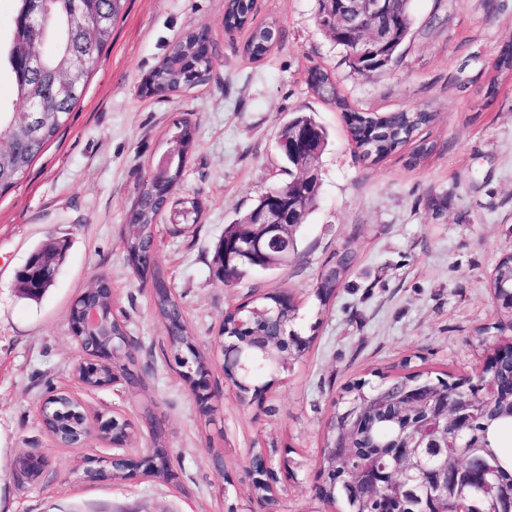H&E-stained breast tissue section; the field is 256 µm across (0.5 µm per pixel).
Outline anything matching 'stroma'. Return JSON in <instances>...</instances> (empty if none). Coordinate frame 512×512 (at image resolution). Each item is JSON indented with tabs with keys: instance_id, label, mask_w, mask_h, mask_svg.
I'll list each match as a JSON object with an SVG mask.
<instances>
[{
	"instance_id": "obj_1",
	"label": "stroma",
	"mask_w": 512,
	"mask_h": 512,
	"mask_svg": "<svg viewBox=\"0 0 512 512\" xmlns=\"http://www.w3.org/2000/svg\"><path fill=\"white\" fill-rule=\"evenodd\" d=\"M319 0H256L254 22L277 21L281 38L254 62L226 35L224 0H127L112 40L91 74L67 128L0 196V512H266L252 493L249 461L272 455L275 512H344L318 497L327 426L343 387L393 379L405 370L431 377L476 376L488 350L512 342L490 282L512 247V76L495 60L512 42V0H411L412 25L390 68L354 74L345 51L318 25ZM207 29L214 64L203 83L166 98L138 89L185 34ZM336 75L355 109L395 112L426 106L434 122L421 136L432 154L412 163L411 146L371 163L355 152L342 112L308 88L307 70ZM329 132L317 168L316 204L297 232L286 267L252 271L231 285L215 275L225 228L285 180L276 150L292 113ZM190 119L195 145L172 201L197 197V223L156 227L155 266L179 299L194 343L210 359L221 398L205 421L168 348L151 283L129 265L126 216L139 187L169 148L174 123ZM49 239L70 246L41 301L21 296L17 272ZM349 253L350 269L326 307L315 297L321 272ZM112 282V307L127 324L129 352L151 370L138 389L88 390L76 382L83 357L68 315L94 279ZM285 291L310 344L249 402L224 377L219 333L224 312ZM78 393L88 415L108 411L137 433L127 453L152 448L149 417L160 420L173 476L134 474L92 482L85 459L109 467L111 445L90 438L60 447L42 427L48 388ZM46 460L39 482L19 487L22 454Z\"/></svg>"
}]
</instances>
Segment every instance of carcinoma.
Here are the masks:
<instances>
[{"mask_svg": "<svg viewBox=\"0 0 512 512\" xmlns=\"http://www.w3.org/2000/svg\"><path fill=\"white\" fill-rule=\"evenodd\" d=\"M17 14L14 34L8 49H0L13 76V85L17 98L23 106L12 112L0 110V133L13 134V154L0 165V195L13 188L24 177L35 160L54 141L60 132L66 129L71 112L82 99L87 79L91 76L111 40L112 28L118 17L124 13L126 0H55L49 12L47 22L40 36V43L29 47L36 53L42 52V43L48 39L58 42V52L52 56H42L43 68L28 72L25 59L19 48L22 27L28 10V0H16ZM410 0H391L390 20L409 33L412 19ZM254 9V0H224V28L229 31L243 29L250 25ZM280 29L271 21L252 30L250 37L242 47V53L252 61L263 59L277 43ZM199 39L186 34L160 62L154 70L156 79L171 90H178L187 83L185 70L196 67L197 72L208 73L211 67L210 56L198 48ZM396 50L386 52V61L376 63L373 60L360 66L349 62L353 73L366 75L383 72L393 63ZM78 59L85 70L84 80L73 86L65 95L58 94L57 77L61 65ZM307 82L312 92L322 100L336 105L343 112L344 120L353 143L364 159L380 160L398 147L414 143L413 162L430 155L434 146L417 139L421 129L433 120L432 113L421 107L398 112L376 115L370 110L360 111L349 106L341 96L332 74L319 67L309 69ZM44 104L46 112L41 128L33 135L21 129L19 113L26 111L32 104ZM173 135L184 150L191 149L194 143V129L188 119L175 125ZM183 177L181 169L172 172L168 181L158 187L147 182L137 192V196L127 213V221L132 231L126 239L127 260L132 265L146 266L149 251L155 246L156 226L160 212L165 204L168 188ZM65 244L48 240L35 247L30 260H35L45 252L52 253L57 260L64 258ZM351 264V257L342 253L336 261L321 274L317 283L316 298L324 307L341 287L345 271ZM512 282V262L502 260L495 268L491 280L493 293H505L504 286ZM99 291L93 297H80L71 308L70 318L77 321L81 309L94 304L101 310V321L97 331L100 344L112 345L119 349L128 337L124 321L113 314L112 285L105 277H100ZM158 317L167 330L171 350L179 358L182 352L192 351V339L182 317L178 300L161 285L153 297ZM297 308L281 303L277 294H267L252 305L239 312L229 311L224 315L221 331L235 340L244 350L251 349L254 337L265 336L272 329L279 328L288 336V342L273 346L271 358L279 361L282 357L302 356L309 339L295 330ZM120 369L129 376L131 387H137L141 378L133 373L137 368L132 358L115 357L112 362L80 373L82 381L90 386L113 375L114 369ZM227 379L235 386L240 396L253 395L266 385L262 381L263 373H254L245 378L227 371ZM482 375L496 385L494 396L488 400L478 399L465 387L453 380L432 378L420 371L407 372L392 380L371 384L366 380L348 383L340 395L336 413L328 423L326 446L342 441L348 446L347 456L333 458L323 454L322 465L326 473L324 483L319 487V496L327 501L341 500L346 512H378V503L390 489L384 485L367 492L353 487L354 474L366 459L378 464L392 463L391 452L394 446L406 444L417 434L419 422L429 416V410L419 409L405 412L400 405V395L404 391L425 390L436 397L451 395L468 402L472 415L465 428L469 441L468 455L480 463L489 472L494 487L512 485V454L500 450V440L504 432L512 429V363L498 361L485 364ZM72 409L67 401H60L42 417V424L50 434H57L67 428L83 429L85 419H66V412ZM156 467L153 476L167 480L172 476L171 457L163 441L160 426L153 425ZM443 506V502L433 499L419 500L417 493L408 490L401 495L397 508L400 512H429ZM465 512H486L489 499L480 487L467 490L462 502Z\"/></svg>", "mask_w": 512, "mask_h": 512, "instance_id": "carcinoma-1", "label": "carcinoma"}]
</instances>
